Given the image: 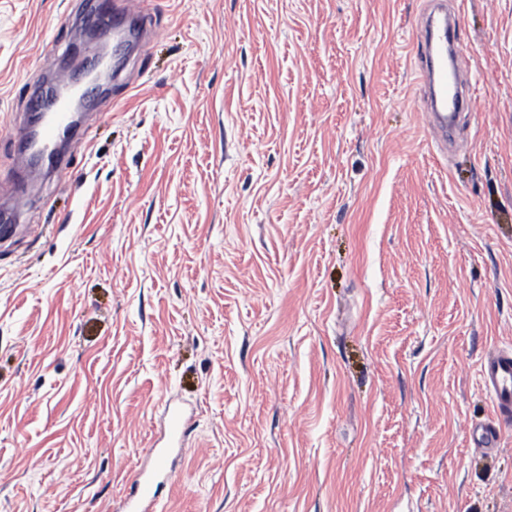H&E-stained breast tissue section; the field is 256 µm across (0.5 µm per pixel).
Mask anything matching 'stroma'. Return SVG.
Listing matches in <instances>:
<instances>
[{"label":"stroma","instance_id":"stroma-1","mask_svg":"<svg viewBox=\"0 0 512 512\" xmlns=\"http://www.w3.org/2000/svg\"><path fill=\"white\" fill-rule=\"evenodd\" d=\"M476 95L421 110L431 0H148L68 169L18 160L86 0H0V512H512V0H450ZM481 376L496 421L512 413V351L495 350L481 365ZM132 488L136 497L127 504L126 512H157L158 499L151 475L135 472Z\"/></svg>","mask_w":512,"mask_h":512}]
</instances>
